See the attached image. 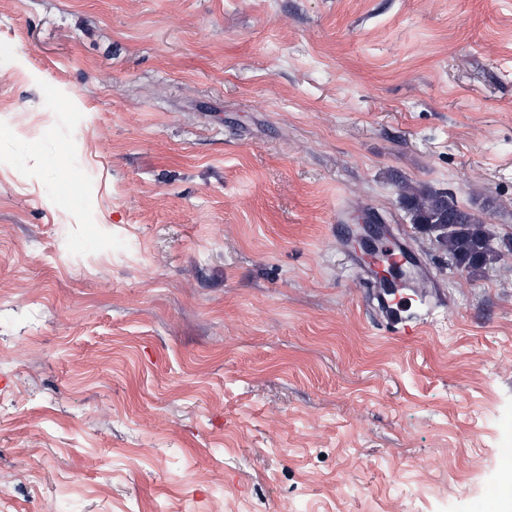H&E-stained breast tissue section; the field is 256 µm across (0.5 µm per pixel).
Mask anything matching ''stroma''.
Returning a JSON list of instances; mask_svg holds the SVG:
<instances>
[{
	"mask_svg": "<svg viewBox=\"0 0 512 512\" xmlns=\"http://www.w3.org/2000/svg\"><path fill=\"white\" fill-rule=\"evenodd\" d=\"M374 215L422 336L368 305ZM511 239L512 0H0V512H485ZM402 198L414 224L435 235L455 265L474 273L494 252L492 236L481 220L460 207L446 192L402 185ZM362 227L356 232V238L362 248L370 255L379 253V244L383 236L379 224H362Z\"/></svg>",
	"mask_w": 512,
	"mask_h": 512,
	"instance_id": "35a3bbf8",
	"label": "stroma"
}]
</instances>
